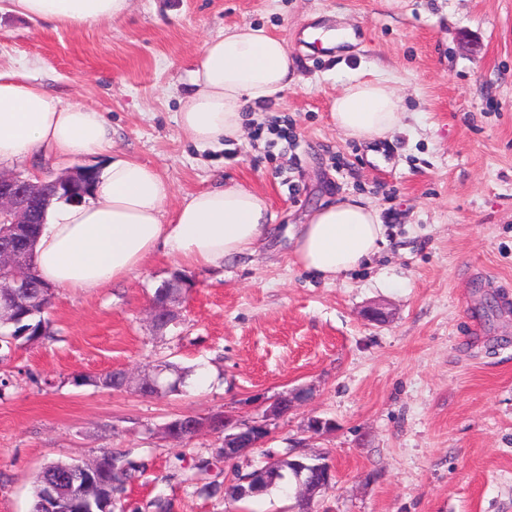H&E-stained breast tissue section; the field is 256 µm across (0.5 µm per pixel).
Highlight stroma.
Returning <instances> with one entry per match:
<instances>
[{"label":"stroma","mask_w":512,"mask_h":512,"mask_svg":"<svg viewBox=\"0 0 512 512\" xmlns=\"http://www.w3.org/2000/svg\"><path fill=\"white\" fill-rule=\"evenodd\" d=\"M285 40L300 76L274 107L287 140L253 134L200 148L177 123L204 44L235 25ZM350 29L333 48L311 30ZM0 69L25 70L63 102L103 112L115 151L156 168L173 202L233 183L263 194L279 224L256 255L181 268L158 255L87 294L54 291L52 339L0 348V512H29L50 463L126 454L125 512H298L296 490L224 498V435L173 438L182 415L267 419L266 451L326 455L336 478L315 512H512V0H132L100 27L53 28L0 14ZM385 78L404 125L355 140L330 103L348 78ZM360 196L385 225L377 253L333 283L293 264L290 235L320 204ZM193 279L163 332L156 289ZM188 370L180 391L146 396L84 384L159 361ZM331 421L308 433L311 419ZM210 485L211 495L201 494Z\"/></svg>","instance_id":"obj_1"}]
</instances>
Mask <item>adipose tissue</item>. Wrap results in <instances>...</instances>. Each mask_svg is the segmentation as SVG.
<instances>
[{
  "mask_svg": "<svg viewBox=\"0 0 512 512\" xmlns=\"http://www.w3.org/2000/svg\"><path fill=\"white\" fill-rule=\"evenodd\" d=\"M131 0H0L8 11L54 26L100 25L125 15ZM296 79L287 45L250 25L206 40L180 97L178 124L201 147L243 134L247 103L274 104ZM345 136L385 139L403 125L401 101L388 81L351 79L331 103ZM105 154L82 202H52L34 247L42 279L74 293L122 281L157 250L188 267H220L254 255L275 231L266 198L238 185L203 190L171 206L169 182L155 168L112 149V128L98 110L62 102L21 70H0V164L21 157L66 161ZM378 210L353 197L320 206L293 235L292 260L325 281L355 269L378 250Z\"/></svg>",
  "mask_w": 512,
  "mask_h": 512,
  "instance_id": "adipose-tissue-1",
  "label": "adipose tissue"
}]
</instances>
